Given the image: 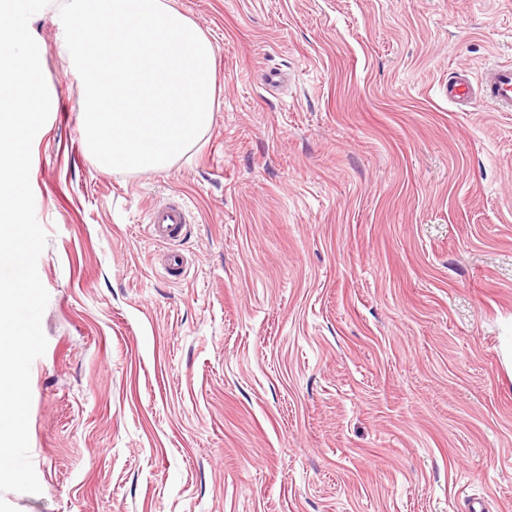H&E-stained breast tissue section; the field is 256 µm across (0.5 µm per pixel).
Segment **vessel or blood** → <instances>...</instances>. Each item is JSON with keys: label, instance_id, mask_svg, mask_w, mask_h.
I'll return each mask as SVG.
<instances>
[{"label": "vessel or blood", "instance_id": "obj_1", "mask_svg": "<svg viewBox=\"0 0 512 512\" xmlns=\"http://www.w3.org/2000/svg\"><path fill=\"white\" fill-rule=\"evenodd\" d=\"M448 101L458 105L481 97L497 111L512 112V64H492L481 73L479 84H472L466 74H459L448 83ZM191 212L186 202L171 200L154 205L149 210L147 229L150 236L162 243H173L190 222Z\"/></svg>", "mask_w": 512, "mask_h": 512}]
</instances>
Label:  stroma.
<instances>
[{
  "mask_svg": "<svg viewBox=\"0 0 512 512\" xmlns=\"http://www.w3.org/2000/svg\"><path fill=\"white\" fill-rule=\"evenodd\" d=\"M217 107L172 166L103 172L56 8L30 183L47 234L18 512H512V0H171ZM278 72L270 82L269 72ZM191 222L167 275L146 214ZM448 103L457 106L480 95L498 112H512V64H492L481 73L475 88L463 71L448 81Z\"/></svg>",
  "mask_w": 512,
  "mask_h": 512,
  "instance_id": "obj_1",
  "label": "stroma"
}]
</instances>
